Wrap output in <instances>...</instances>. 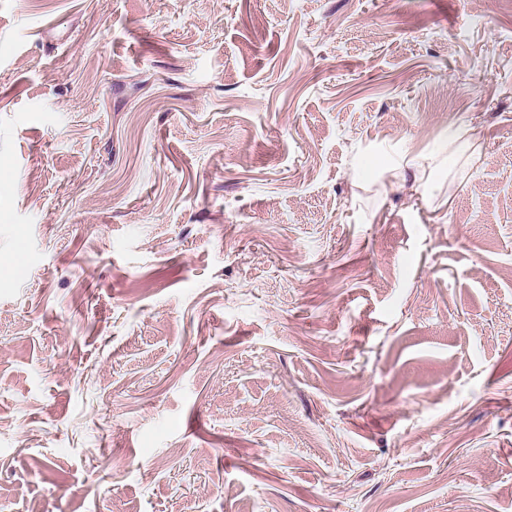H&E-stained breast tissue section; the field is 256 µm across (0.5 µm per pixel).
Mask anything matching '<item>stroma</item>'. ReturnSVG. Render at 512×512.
<instances>
[{"mask_svg": "<svg viewBox=\"0 0 512 512\" xmlns=\"http://www.w3.org/2000/svg\"><path fill=\"white\" fill-rule=\"evenodd\" d=\"M0 512H512V0H0Z\"/></svg>", "mask_w": 512, "mask_h": 512, "instance_id": "1", "label": "stroma"}]
</instances>
